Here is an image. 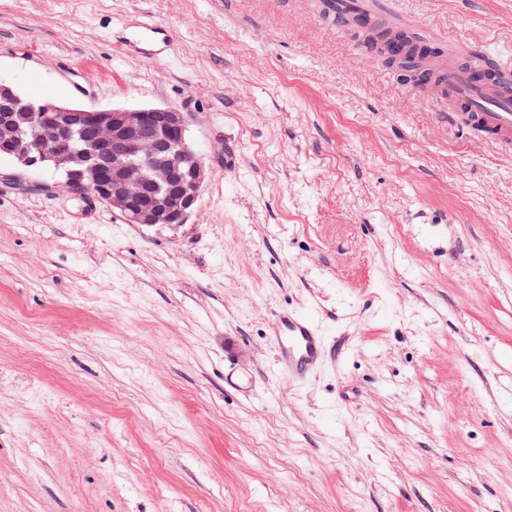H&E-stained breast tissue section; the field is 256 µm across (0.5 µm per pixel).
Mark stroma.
<instances>
[{"label": "stroma", "instance_id": "35a3bbf8", "mask_svg": "<svg viewBox=\"0 0 512 512\" xmlns=\"http://www.w3.org/2000/svg\"><path fill=\"white\" fill-rule=\"evenodd\" d=\"M399 2L512 72V0ZM0 81L178 107L208 169L140 226L0 159V512H512V153L447 97L318 0H0ZM282 306L331 350L293 388ZM139 37L136 40H128L120 42L119 46L126 52L136 48L139 44L150 43L158 40H162L165 44L170 43L169 32L149 21H143L139 23L138 27ZM166 44L165 46H168Z\"/></svg>", "mask_w": 512, "mask_h": 512}]
</instances>
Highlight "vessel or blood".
<instances>
[{"label":"vessel or blood","instance_id":"vessel-or-blood-1","mask_svg":"<svg viewBox=\"0 0 512 512\" xmlns=\"http://www.w3.org/2000/svg\"><path fill=\"white\" fill-rule=\"evenodd\" d=\"M137 40L122 42L124 51L137 43L169 41L168 31L152 22H140ZM442 87L457 106L451 118L466 128L481 129L489 142L512 148V93L504 91L481 71L448 61L441 73ZM274 368L299 383L315 372L323 360V341L317 318L282 309L275 315Z\"/></svg>","mask_w":512,"mask_h":512}]
</instances>
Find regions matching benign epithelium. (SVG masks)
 Returning <instances> with one entry per match:
<instances>
[{
	"label": "benign epithelium",
	"instance_id": "7a95c632",
	"mask_svg": "<svg viewBox=\"0 0 512 512\" xmlns=\"http://www.w3.org/2000/svg\"><path fill=\"white\" fill-rule=\"evenodd\" d=\"M177 107L75 108L40 105L0 82V151L25 171L52 164L64 187L91 195L128 224H183L207 171Z\"/></svg>",
	"mask_w": 512,
	"mask_h": 512
}]
</instances>
